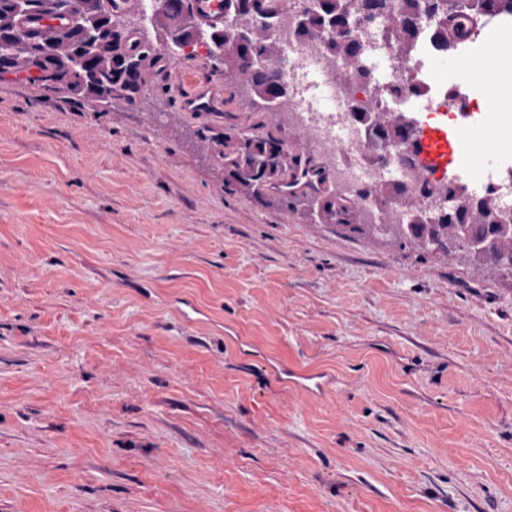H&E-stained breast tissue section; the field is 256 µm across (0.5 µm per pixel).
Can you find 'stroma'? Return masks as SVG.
<instances>
[{
    "label": "stroma",
    "mask_w": 512,
    "mask_h": 512,
    "mask_svg": "<svg viewBox=\"0 0 512 512\" xmlns=\"http://www.w3.org/2000/svg\"><path fill=\"white\" fill-rule=\"evenodd\" d=\"M507 32L430 95L481 103ZM187 74L224 117L177 108ZM151 82L0 76V512H512V286L225 192L198 133L253 124L234 78L202 51Z\"/></svg>",
    "instance_id": "stroma-1"
}]
</instances>
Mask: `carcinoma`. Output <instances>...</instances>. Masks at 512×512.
I'll use <instances>...</instances> for the list:
<instances>
[{
  "instance_id": "carcinoma-1",
  "label": "carcinoma",
  "mask_w": 512,
  "mask_h": 512,
  "mask_svg": "<svg viewBox=\"0 0 512 512\" xmlns=\"http://www.w3.org/2000/svg\"><path fill=\"white\" fill-rule=\"evenodd\" d=\"M279 0H224L231 25L208 30L203 39L215 68L242 81L252 112H276L288 104V86L277 68L279 45L273 35L272 15ZM389 0H313L298 25L304 38L319 39L327 60H346L350 75H361L365 46L349 26L357 17L383 18L391 39L408 49L420 16L433 20V38L444 50L472 39L496 16L512 15V0H401V10L388 9ZM75 11L78 22L64 29H49L34 37L23 30L19 17ZM104 0H0V73L25 72L52 86L62 85L73 95L91 97L110 106L131 101L147 90L146 76L158 63L161 50L197 40V27L189 17V0H163L154 10L151 25L164 32L159 47L146 35L139 42L117 32ZM354 115L382 136L396 128L397 120L384 112L362 107ZM227 172L225 188L243 189L261 198L288 170L302 165L319 178L314 195L307 197L318 215L342 228L360 229V199L366 191L345 192L327 180L324 167L290 152L288 142L269 131L263 136L244 128L224 135V149L217 152ZM495 203L485 198L477 204L449 209L433 217L430 227L414 231L399 225L393 237L418 244L444 256L460 257L478 268L488 267L512 279V232L495 223Z\"/></svg>"
}]
</instances>
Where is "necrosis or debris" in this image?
Segmentation results:
<instances>
[{"instance_id":"1","label":"necrosis or debris","mask_w":512,"mask_h":512,"mask_svg":"<svg viewBox=\"0 0 512 512\" xmlns=\"http://www.w3.org/2000/svg\"><path fill=\"white\" fill-rule=\"evenodd\" d=\"M373 46L368 55V79H341L326 62L324 43L302 39L295 13H279L274 34L279 42V64L288 83V110L297 127L307 130L330 154L337 176L352 187L369 191L389 189L390 202H397L398 190L419 188L421 169L410 144L418 128H404L401 137L381 138L353 115L355 101L370 109L400 117L409 97L401 85L405 77L433 78L431 60L439 49L428 29H421L413 53L395 57L385 45L378 26H371Z\"/></svg>"}]
</instances>
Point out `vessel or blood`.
<instances>
[{"label":"vessel or blood","instance_id":"vessel-or-blood-1","mask_svg":"<svg viewBox=\"0 0 512 512\" xmlns=\"http://www.w3.org/2000/svg\"><path fill=\"white\" fill-rule=\"evenodd\" d=\"M191 12L205 26H217L224 21V0H192ZM179 107L185 112H213L224 110V94L213 81L193 77L184 81L178 95ZM475 137L470 113L460 115L454 131L423 126L416 147L418 162L424 172L456 171L468 176L466 162Z\"/></svg>","mask_w":512,"mask_h":512}]
</instances>
